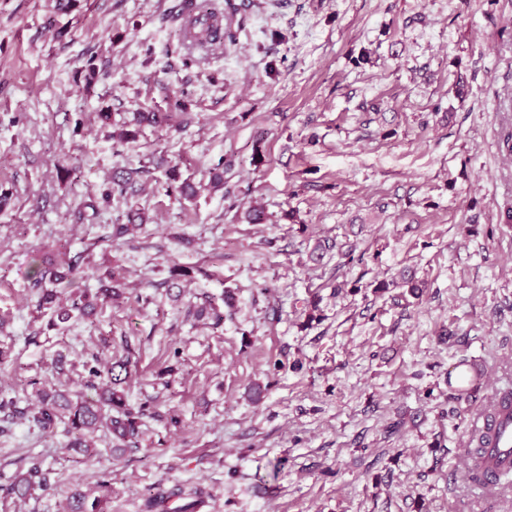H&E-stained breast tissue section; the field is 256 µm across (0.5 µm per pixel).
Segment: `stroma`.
<instances>
[{
  "instance_id": "35a3bbf8",
  "label": "stroma",
  "mask_w": 512,
  "mask_h": 512,
  "mask_svg": "<svg viewBox=\"0 0 512 512\" xmlns=\"http://www.w3.org/2000/svg\"><path fill=\"white\" fill-rule=\"evenodd\" d=\"M65 2L0 0V388L35 406L30 379L61 356L80 391L89 353L128 343L127 399L158 418L137 447L90 457L63 429L11 420L0 483L30 455L53 474L0 512H65L105 472V512H142L175 485L204 490L200 512H512V490L462 473L470 412L512 382V0H248L237 44L190 65L186 6L212 0ZM178 107L186 130L131 142L97 120ZM222 157L227 192L266 223L208 190ZM161 158L195 199L166 195ZM126 165L145 169L139 194L102 203ZM132 208L150 223L109 242ZM91 242L123 297L46 329L33 251ZM174 265L190 274L169 289ZM228 291L220 327L188 316ZM463 358L482 387L453 402Z\"/></svg>"
}]
</instances>
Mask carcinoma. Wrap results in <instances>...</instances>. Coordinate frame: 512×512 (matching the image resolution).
I'll list each match as a JSON object with an SVG mask.
<instances>
[{
    "instance_id": "cac0c4a2",
    "label": "carcinoma",
    "mask_w": 512,
    "mask_h": 512,
    "mask_svg": "<svg viewBox=\"0 0 512 512\" xmlns=\"http://www.w3.org/2000/svg\"><path fill=\"white\" fill-rule=\"evenodd\" d=\"M219 17V13L209 12L200 19L193 18L181 29L180 42L187 50L186 62H196V51L205 52L221 43L226 47L236 44L238 29L232 27V18L225 17L226 23L222 24ZM173 117L172 112H136L122 129L113 133V137L120 141H130L138 136L144 126H172ZM140 173L141 170L137 168L116 171L112 177V187L105 197L125 198L137 192ZM166 175V191L176 190L185 195L196 193L195 187L186 181L178 186L174 185L178 181L175 168H169ZM145 224L144 214L136 212L128 218V223L112 225L109 238L114 242L124 240ZM87 259L85 252L72 255L65 246L53 254L35 255V267L29 288L37 296V308L51 312L47 327H57L74 319L92 316L99 301L120 296L118 284L109 274L99 278V287L95 293L92 294L90 289L85 288L72 293L68 303L61 302L60 294L74 286V280L84 270L83 264ZM188 314L197 320L210 318L217 325L224 320L218 308L207 299L189 306ZM134 355V350L127 345L123 354L111 358L104 368L96 355L83 362L84 385L95 391L93 398L82 395L72 398L56 384L32 379L29 385L34 389L40 403L38 410L29 413V408L20 406L21 400L17 395L0 390V414L6 421L29 415L34 425L43 432H52L59 425H64V431L70 436L67 447L79 456L93 452L94 437L100 432L110 438L115 448L132 447L137 444L141 428L145 426V419L158 417V414L150 411L143 403H129L124 393L123 384L127 383L131 375ZM50 475L51 469L46 466L43 458L30 456L25 471L17 473L8 484L0 485V498L15 501L29 499L36 491H42L50 485ZM110 489L111 481L101 479L97 483V494H78L70 502L69 512H103ZM183 495L185 492L180 488L159 490L146 498L143 507L145 512H196L202 504L199 497L175 507L170 506L173 499H181Z\"/></svg>"
}]
</instances>
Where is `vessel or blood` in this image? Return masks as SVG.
Listing matches in <instances>:
<instances>
[{
    "mask_svg": "<svg viewBox=\"0 0 512 512\" xmlns=\"http://www.w3.org/2000/svg\"><path fill=\"white\" fill-rule=\"evenodd\" d=\"M474 425L486 435L483 482L503 487L505 478L512 476V392H495L488 410L476 417Z\"/></svg>",
    "mask_w": 512,
    "mask_h": 512,
    "instance_id": "b4317fda",
    "label": "vessel or blood"
}]
</instances>
